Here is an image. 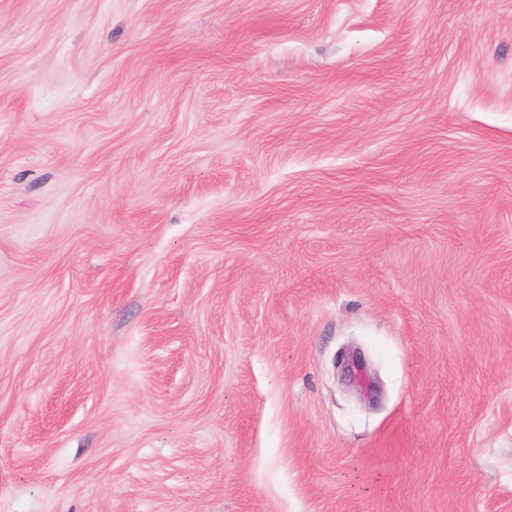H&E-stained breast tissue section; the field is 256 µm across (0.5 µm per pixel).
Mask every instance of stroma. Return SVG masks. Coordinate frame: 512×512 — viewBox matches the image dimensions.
<instances>
[{
	"mask_svg": "<svg viewBox=\"0 0 512 512\" xmlns=\"http://www.w3.org/2000/svg\"><path fill=\"white\" fill-rule=\"evenodd\" d=\"M0 512H512V0H0Z\"/></svg>",
	"mask_w": 512,
	"mask_h": 512,
	"instance_id": "1",
	"label": "stroma"
}]
</instances>
